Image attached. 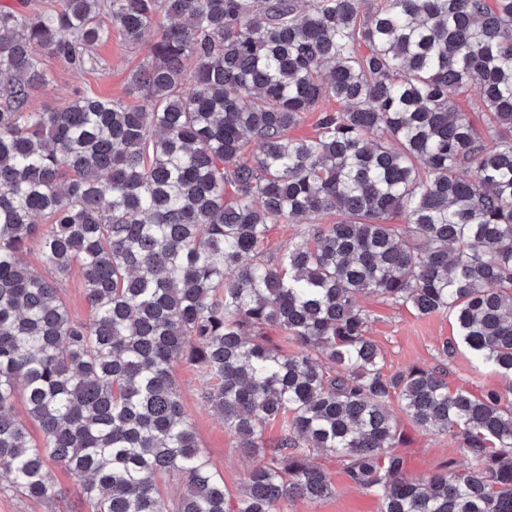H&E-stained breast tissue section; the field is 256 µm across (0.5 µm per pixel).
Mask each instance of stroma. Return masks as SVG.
I'll use <instances>...</instances> for the list:
<instances>
[{
  "label": "stroma",
  "mask_w": 512,
  "mask_h": 512,
  "mask_svg": "<svg viewBox=\"0 0 512 512\" xmlns=\"http://www.w3.org/2000/svg\"><path fill=\"white\" fill-rule=\"evenodd\" d=\"M96 54L104 65L103 70H76L60 59L44 57L50 82L34 93L33 107L59 109L86 91L105 98L128 100V76L146 56V46L130 48L115 30L109 40L97 48ZM359 304L369 316L368 335L382 354L385 373L393 374L416 365L436 367L444 370L449 391L465 390L478 396L490 391L504 393L512 387L494 366L475 357L466 347H458L448 358L440 355L442 344L457 336L452 316H421L412 308L393 305L375 295L360 297ZM173 373L201 448L223 477L225 487L230 493H237L247 472L255 465V458L242 454L233 433L203 402L201 381L193 368L179 362ZM390 410L408 435L401 452L410 475L422 478L448 465L457 469L468 467V458L450 435L413 427L398 401H391ZM314 462L329 473L334 494L317 504L303 499L290 500L285 512H380L378 497L348 481L342 459L322 454L316 456ZM53 480L66 490L65 501L51 504L31 500L15 492L6 475L0 473V512H83L81 488L76 479L57 469Z\"/></svg>",
  "instance_id": "1"
}]
</instances>
